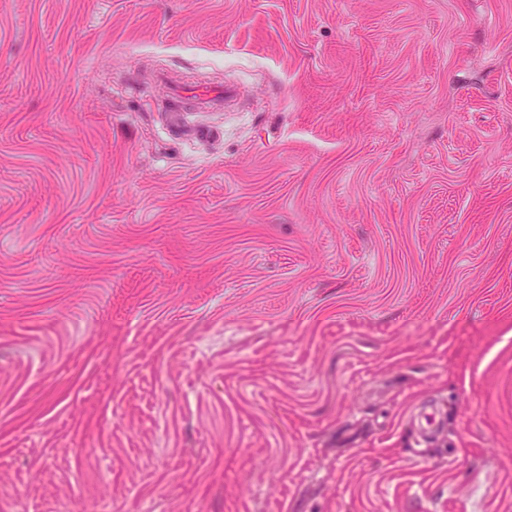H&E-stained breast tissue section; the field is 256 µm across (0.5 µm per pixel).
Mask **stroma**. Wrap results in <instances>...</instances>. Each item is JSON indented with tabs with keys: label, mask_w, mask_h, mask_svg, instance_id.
<instances>
[{
	"label": "stroma",
	"mask_w": 512,
	"mask_h": 512,
	"mask_svg": "<svg viewBox=\"0 0 512 512\" xmlns=\"http://www.w3.org/2000/svg\"><path fill=\"white\" fill-rule=\"evenodd\" d=\"M0 512H512V0H0ZM233 94V91L223 84H191L182 83L169 85L168 99L165 110L175 117L188 112H200L206 108H220ZM190 102V103H188ZM191 104V106H187Z\"/></svg>",
	"instance_id": "obj_1"
}]
</instances>
